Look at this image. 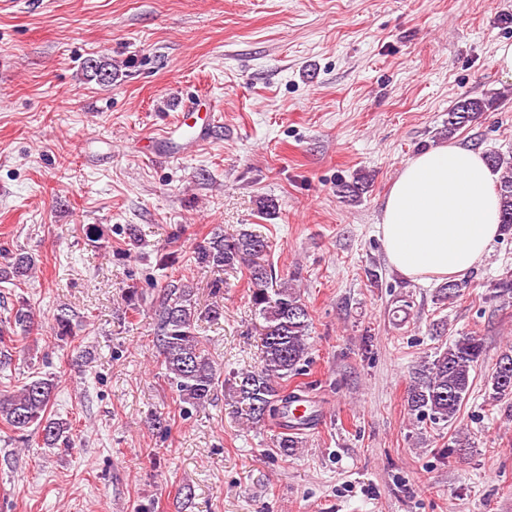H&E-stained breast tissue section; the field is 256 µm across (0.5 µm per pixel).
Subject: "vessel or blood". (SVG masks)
<instances>
[{
  "label": "vessel or blood",
  "mask_w": 512,
  "mask_h": 512,
  "mask_svg": "<svg viewBox=\"0 0 512 512\" xmlns=\"http://www.w3.org/2000/svg\"><path fill=\"white\" fill-rule=\"evenodd\" d=\"M177 111L175 128L164 131L158 137L144 140V156L150 159H179L184 150L210 141L220 124L221 115L216 112L214 105H202L197 99L187 97L180 100Z\"/></svg>",
  "instance_id": "vessel-or-blood-1"
}]
</instances>
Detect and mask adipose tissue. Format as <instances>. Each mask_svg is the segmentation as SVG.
<instances>
[{"label": "adipose tissue", "mask_w": 512, "mask_h": 512, "mask_svg": "<svg viewBox=\"0 0 512 512\" xmlns=\"http://www.w3.org/2000/svg\"><path fill=\"white\" fill-rule=\"evenodd\" d=\"M496 180L480 152L457 144L411 157L382 207L389 264L420 281L469 274L500 233Z\"/></svg>", "instance_id": "adipose-tissue-1"}]
</instances>
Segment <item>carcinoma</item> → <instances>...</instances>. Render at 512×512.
Here are the masks:
<instances>
[{
  "mask_svg": "<svg viewBox=\"0 0 512 512\" xmlns=\"http://www.w3.org/2000/svg\"><path fill=\"white\" fill-rule=\"evenodd\" d=\"M86 71L99 83H112V70L95 60L86 63ZM490 103L483 99L463 97L448 110V135L475 121ZM491 167L499 173L497 191L500 197V232L512 235V163L497 152L486 153ZM370 179L364 175L351 182L339 184L338 193L344 198H358L368 188ZM268 244L263 236L242 230L226 237L215 232L196 244L193 250L195 265L200 268L248 271L249 300L254 313L263 319L261 332L262 360L258 368L237 372L229 379L230 396L247 420L253 424L288 419V402L298 399V389H288L289 379L303 374L309 359L308 339L312 328L309 307L290 283L276 276L267 259ZM35 265V257L26 253H11L0 249V282H24ZM465 283L449 280L436 290L439 304L452 301L460 295ZM211 295L216 301L200 307L195 290L182 280L167 276L166 284L152 302V327L165 379L177 401L186 407L206 405L219 386L220 373L203 337L200 323H216L224 314L218 298L224 294V280L210 283ZM124 302L137 314L146 302L144 293L135 285L125 289ZM9 327L30 335L39 330L27 301L22 300L6 319ZM51 336L59 341H74L77 336L75 316L62 310L54 317ZM484 360L482 338L466 333L443 350L434 359L416 369L409 388L408 411L420 419L445 428L457 419L468 397L472 372ZM489 399L497 402L512 395V352L502 353L496 360L487 380ZM55 392L51 375L32 372L16 391L0 390V421L20 439L32 434L41 436L43 447L72 446L73 427L67 419H56L50 413ZM299 434L284 431L277 438L280 454L298 447Z\"/></svg>",
  "mask_w": 512,
  "mask_h": 512,
  "instance_id": "carcinoma-1",
  "label": "carcinoma"
}]
</instances>
